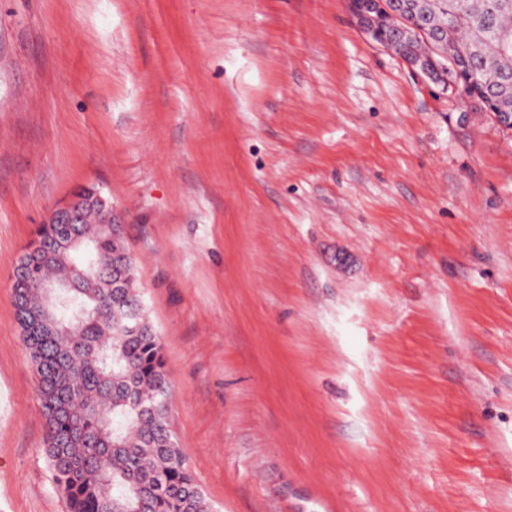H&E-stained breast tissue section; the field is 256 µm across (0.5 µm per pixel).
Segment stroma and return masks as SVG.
Segmentation results:
<instances>
[{
    "label": "stroma",
    "instance_id": "stroma-1",
    "mask_svg": "<svg viewBox=\"0 0 512 512\" xmlns=\"http://www.w3.org/2000/svg\"><path fill=\"white\" fill-rule=\"evenodd\" d=\"M88 183L210 512H512V129L347 0H0V512H68L10 284Z\"/></svg>",
    "mask_w": 512,
    "mask_h": 512
}]
</instances>
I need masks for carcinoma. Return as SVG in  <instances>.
Returning <instances> with one entry per match:
<instances>
[{
	"label": "carcinoma",
	"instance_id": "obj_1",
	"mask_svg": "<svg viewBox=\"0 0 512 512\" xmlns=\"http://www.w3.org/2000/svg\"><path fill=\"white\" fill-rule=\"evenodd\" d=\"M401 40L403 60L422 59L471 71L476 92L512 116V0H394L383 16L375 0H355ZM440 34L429 41L419 31ZM59 224H42L27 246L28 263L12 282L22 342L34 367L46 423L44 454L70 512H208L201 488L177 446L160 336L136 282L123 225L70 224L92 248L44 258L60 249ZM125 276L112 287V273ZM67 280L52 300L53 322L28 334L29 309L41 285Z\"/></svg>",
	"mask_w": 512,
	"mask_h": 512
}]
</instances>
